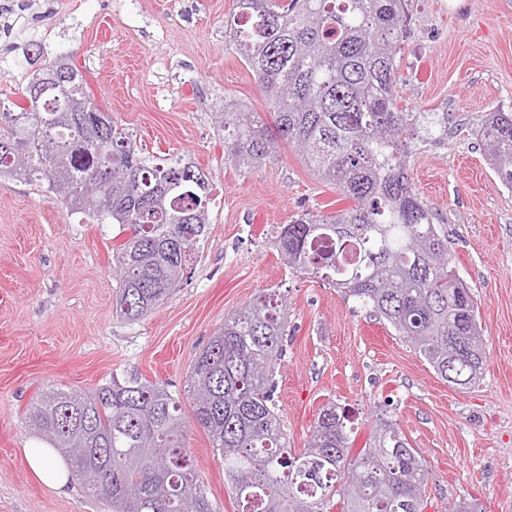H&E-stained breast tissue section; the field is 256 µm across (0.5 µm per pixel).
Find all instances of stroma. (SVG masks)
<instances>
[{"label":"stroma","mask_w":512,"mask_h":512,"mask_svg":"<svg viewBox=\"0 0 512 512\" xmlns=\"http://www.w3.org/2000/svg\"><path fill=\"white\" fill-rule=\"evenodd\" d=\"M233 0H0V93L41 60L72 55L96 103L138 149L209 171L217 199L180 288L129 322L115 313L117 225L71 213L45 186L0 179V512H112L78 483L55 491L23 451L38 441L24 412L43 392L89 390L138 374L182 391L199 350L228 313L270 288L288 300L276 366L279 413L295 449L333 402L366 439L376 415L396 421L426 461V512H512V190L475 135L490 108L512 113V0H412L400 63L401 107L432 112L448 133L417 143L407 174L477 303L487 342L479 386L439 379L387 325L320 277L289 271L272 237L296 213L345 208L295 150L244 171L215 125L225 99L267 112L250 70L224 38ZM185 444L216 512H237L224 468L183 403Z\"/></svg>","instance_id":"35a3bbf8"}]
</instances>
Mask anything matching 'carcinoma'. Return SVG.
I'll return each instance as SVG.
<instances>
[{
    "instance_id": "1",
    "label": "carcinoma",
    "mask_w": 512,
    "mask_h": 512,
    "mask_svg": "<svg viewBox=\"0 0 512 512\" xmlns=\"http://www.w3.org/2000/svg\"><path fill=\"white\" fill-rule=\"evenodd\" d=\"M412 0H235L224 36L253 73L269 118L224 101V156L251 170L280 144L349 206L305 211L277 228L289 269L318 275L387 323L444 381L470 390L483 379L486 346L476 302L451 266L448 231L434 223L407 175L425 141L423 112L398 106L399 54ZM67 94L34 106L32 90L60 65ZM0 100V177L47 184L63 205L127 233L116 248V312L137 321L180 287L209 221L203 169L137 149L95 102L71 57L44 64ZM88 107L73 124L70 104ZM68 143L40 148L42 130ZM478 134L488 164L512 189V113L488 112ZM112 194V210L97 202ZM288 332L283 296L263 289L224 317L184 386L193 418L224 463L238 512H425L428 470L398 424L379 417L353 449L347 410L321 409L306 447L288 445L275 399V367ZM28 426L112 512H215L183 443L180 397L139 376L87 391L52 390L25 411Z\"/></svg>"
}]
</instances>
